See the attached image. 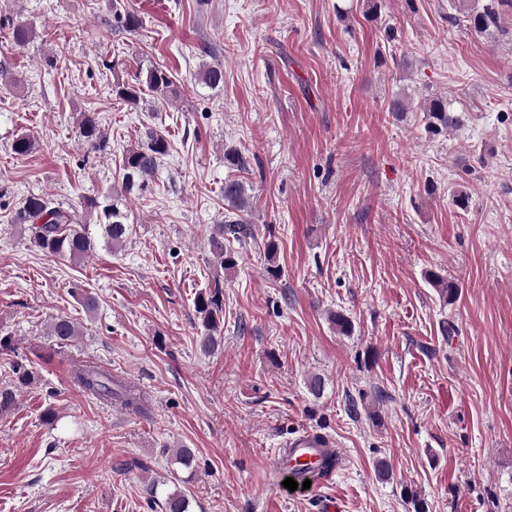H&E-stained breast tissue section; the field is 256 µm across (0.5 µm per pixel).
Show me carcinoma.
Returning a JSON list of instances; mask_svg holds the SVG:
<instances>
[{"mask_svg":"<svg viewBox=\"0 0 512 512\" xmlns=\"http://www.w3.org/2000/svg\"><path fill=\"white\" fill-rule=\"evenodd\" d=\"M505 0H488L482 10L468 16L471 28L485 33L498 25L499 6ZM201 82L211 89L224 84V67L216 63L206 66L200 72ZM155 93L159 99L168 101L177 96L174 81L168 68L152 65L132 83H117L112 91L126 105L137 108L143 100V89ZM423 119L427 128L435 134L448 133L456 125V119L448 110V99L442 96L431 97L423 108ZM82 144L94 152H104L108 140L96 112H85L79 123ZM36 142L28 134H20L11 143L12 152L17 156H27L35 150ZM171 150L169 139L154 129H149L137 144L124 150L121 157V186L112 187L104 194L87 197L84 208L96 216L95 225L100 229V237L89 232V225L81 222L77 210L45 193H30L18 204L16 221L28 226L30 246L49 255L81 259L94 254L102 246L111 250L121 248L130 231L127 197L136 191L145 190L154 180L162 158ZM224 205L237 215L233 220L216 225L212 236L215 258L223 268L236 266L233 255L224 252V236L234 239L252 234L251 228L241 214L249 208V196L243 182L237 179L224 180ZM428 283L435 288L439 300L453 303L459 292L455 282L438 274H427ZM197 318L203 329L202 342L209 349L217 342V334L223 326L221 291L214 289L200 293L194 302ZM43 335L56 345L65 347L83 335L82 326L74 319L59 314L44 325ZM71 375L83 392L104 402H116L127 409L137 410L140 396L125 386L109 369L91 364H76ZM172 452V461L185 469L194 470L197 459L193 449L182 447L163 452ZM164 512H188V499L184 493L175 490L166 495L162 503Z\"/></svg>","mask_w":512,"mask_h":512,"instance_id":"obj_1","label":"carcinoma"}]
</instances>
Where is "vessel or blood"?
I'll list each match as a JSON object with an SVG mask.
<instances>
[{
  "label": "vessel or blood",
  "instance_id": "obj_1",
  "mask_svg": "<svg viewBox=\"0 0 512 512\" xmlns=\"http://www.w3.org/2000/svg\"><path fill=\"white\" fill-rule=\"evenodd\" d=\"M336 447L334 440L314 431H303L289 438L276 453L274 466L281 477L304 482L325 474L324 461Z\"/></svg>",
  "mask_w": 512,
  "mask_h": 512
}]
</instances>
